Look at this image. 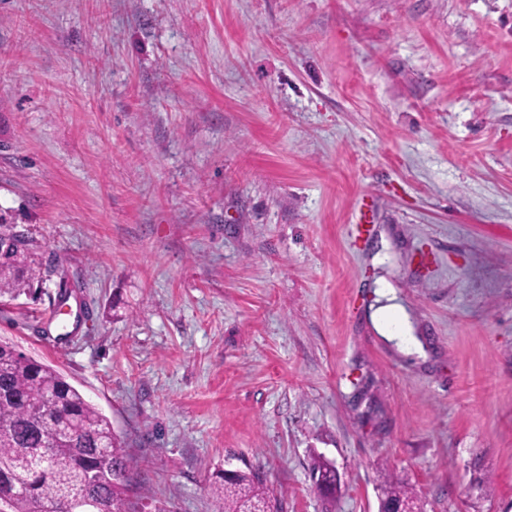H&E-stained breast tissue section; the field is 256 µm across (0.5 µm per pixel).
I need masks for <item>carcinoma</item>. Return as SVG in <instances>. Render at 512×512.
Returning a JSON list of instances; mask_svg holds the SVG:
<instances>
[{
  "label": "carcinoma",
  "instance_id": "1",
  "mask_svg": "<svg viewBox=\"0 0 512 512\" xmlns=\"http://www.w3.org/2000/svg\"><path fill=\"white\" fill-rule=\"evenodd\" d=\"M0 231V290L30 285L33 259L24 246ZM51 423L68 425L49 454L44 431ZM109 420L56 370L8 343L0 342V502L7 512H39L46 501L59 506L92 492L97 512H129L130 465L121 448H108ZM311 475L336 480V468L317 457ZM211 490L222 501L219 512H252L259 505L277 512L276 498L254 471L215 476ZM384 500L417 506L402 487L387 482Z\"/></svg>",
  "mask_w": 512,
  "mask_h": 512
}]
</instances>
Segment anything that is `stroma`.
<instances>
[{
  "instance_id": "obj_1",
  "label": "stroma",
  "mask_w": 512,
  "mask_h": 512,
  "mask_svg": "<svg viewBox=\"0 0 512 512\" xmlns=\"http://www.w3.org/2000/svg\"><path fill=\"white\" fill-rule=\"evenodd\" d=\"M0 217L40 269L0 340L110 420L134 512H215L228 462L281 512H512V0H0ZM376 305L369 313L370 321L376 333L388 343L395 345L417 358H426L420 340L415 336L414 328L405 307L397 300L395 289L385 279L377 281Z\"/></svg>"
}]
</instances>
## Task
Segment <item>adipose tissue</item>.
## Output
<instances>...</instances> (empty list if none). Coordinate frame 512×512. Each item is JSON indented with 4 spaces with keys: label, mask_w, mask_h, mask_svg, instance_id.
Masks as SVG:
<instances>
[{
    "label": "adipose tissue",
    "mask_w": 512,
    "mask_h": 512,
    "mask_svg": "<svg viewBox=\"0 0 512 512\" xmlns=\"http://www.w3.org/2000/svg\"><path fill=\"white\" fill-rule=\"evenodd\" d=\"M377 299L369 314L376 333L385 341L407 354L424 357L422 343L414 334V328L405 307L398 302L392 285L386 279L377 282Z\"/></svg>",
    "instance_id": "1"
}]
</instances>
